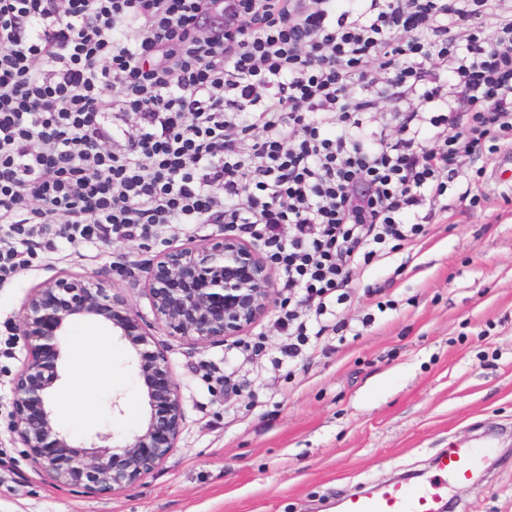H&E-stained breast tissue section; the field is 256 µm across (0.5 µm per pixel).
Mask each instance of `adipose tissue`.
Returning a JSON list of instances; mask_svg holds the SVG:
<instances>
[{"instance_id":"adipose-tissue-1","label":"adipose tissue","mask_w":512,"mask_h":512,"mask_svg":"<svg viewBox=\"0 0 512 512\" xmlns=\"http://www.w3.org/2000/svg\"><path fill=\"white\" fill-rule=\"evenodd\" d=\"M74 359V386L64 401L62 420L73 434L83 430L82 420L90 411L103 381L112 379V360L104 358L95 366H88L90 351L106 348V337L79 329L70 337Z\"/></svg>"}]
</instances>
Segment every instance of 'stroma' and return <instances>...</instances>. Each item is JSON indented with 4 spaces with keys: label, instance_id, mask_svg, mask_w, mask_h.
<instances>
[{
    "label": "stroma",
    "instance_id": "35a3bbf8",
    "mask_svg": "<svg viewBox=\"0 0 512 512\" xmlns=\"http://www.w3.org/2000/svg\"><path fill=\"white\" fill-rule=\"evenodd\" d=\"M480 200L455 223L427 225L414 247L358 270L344 315V342L273 369L284 336L268 311L241 332H265L268 360L254 362L234 339L200 347L150 332L180 388L185 420L176 448L139 483L90 496L49 478L23 455L10 429L13 379L26 350L15 338L0 355V512H339L347 493L430 475L440 451L501 430L487 470L450 486L451 512H512V173L484 165ZM170 227L165 245L145 240L61 243L37 267L0 288V325L18 326L32 288L62 273L123 289L143 316L146 271L163 249L199 245ZM88 364L111 357L119 381L103 385L85 438L127 440L148 406L134 354L112 340Z\"/></svg>",
    "mask_w": 512,
    "mask_h": 512
}]
</instances>
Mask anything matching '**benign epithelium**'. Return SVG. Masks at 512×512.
I'll return each instance as SVG.
<instances>
[{"mask_svg": "<svg viewBox=\"0 0 512 512\" xmlns=\"http://www.w3.org/2000/svg\"><path fill=\"white\" fill-rule=\"evenodd\" d=\"M146 288L155 323L193 345L238 335L274 302L271 265L255 246L228 233L201 247L165 251L149 268ZM77 323L101 325L135 352L149 412L122 445H107L108 434L77 444L56 425L52 399L61 380L62 338ZM19 330L27 359L13 382L11 428L29 461L52 480L96 496L134 485L163 464L183 429L180 390L167 355L148 349V325L120 289L57 275L27 296Z\"/></svg>", "mask_w": 512, "mask_h": 512, "instance_id": "1", "label": "benign epithelium"}]
</instances>
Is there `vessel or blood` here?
<instances>
[{
  "instance_id": "vessel-or-blood-1",
  "label": "vessel or blood",
  "mask_w": 512,
  "mask_h": 512,
  "mask_svg": "<svg viewBox=\"0 0 512 512\" xmlns=\"http://www.w3.org/2000/svg\"><path fill=\"white\" fill-rule=\"evenodd\" d=\"M491 451V445L480 439L448 449L434 461L436 476L447 483L469 482L483 467ZM338 507L340 512H441L442 500L428 487L391 481L366 493L343 496Z\"/></svg>"
}]
</instances>
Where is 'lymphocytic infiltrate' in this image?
<instances>
[{
    "instance_id": "f902f5d3",
    "label": "lymphocytic infiltrate",
    "mask_w": 512,
    "mask_h": 512,
    "mask_svg": "<svg viewBox=\"0 0 512 512\" xmlns=\"http://www.w3.org/2000/svg\"><path fill=\"white\" fill-rule=\"evenodd\" d=\"M0 0V287L58 249L249 235L284 359L512 145V0Z\"/></svg>"
}]
</instances>
